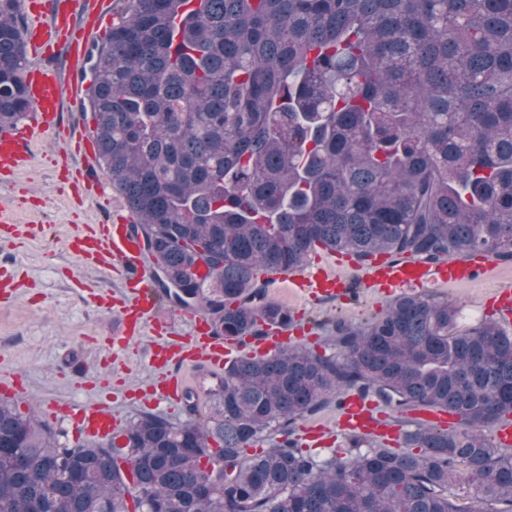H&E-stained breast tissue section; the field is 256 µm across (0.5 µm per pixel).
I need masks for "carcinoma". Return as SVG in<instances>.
<instances>
[{"label": "carcinoma", "mask_w": 512, "mask_h": 512, "mask_svg": "<svg viewBox=\"0 0 512 512\" xmlns=\"http://www.w3.org/2000/svg\"><path fill=\"white\" fill-rule=\"evenodd\" d=\"M197 2L128 0L88 90L162 297L259 337L293 321L262 269L321 246L512 260V0ZM15 4L0 0V130L30 107ZM334 343L233 361L206 418L190 395L188 420L140 415L122 448L62 445L0 399V512H512V447L491 433L512 418V332L406 296ZM347 397L451 426L417 421L400 449L301 448L297 421ZM271 428L278 445L246 454Z\"/></svg>", "instance_id": "1"}]
</instances>
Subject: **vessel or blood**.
I'll return each mask as SVG.
<instances>
[{"label":"vessel or blood","mask_w":512,"mask_h":512,"mask_svg":"<svg viewBox=\"0 0 512 512\" xmlns=\"http://www.w3.org/2000/svg\"><path fill=\"white\" fill-rule=\"evenodd\" d=\"M30 10L36 18L29 30L33 48L47 54L58 46H67L71 70L81 69L89 44L88 29L56 9L53 0H35ZM26 85L35 105L28 124L0 133V170L7 173L29 166L30 142L39 135L63 127L62 99H77L86 89L81 79L64 82L56 73L41 69L27 73ZM77 141L81 146L79 154L83 165L75 170L73 179L82 184L86 193L101 196L102 189L93 175L97 164L93 140L82 133ZM134 222L133 215L121 213L111 224L84 225L70 241V247L80 261L115 273L126 286L123 298L113 305L114 312L121 318L120 330L113 341L122 346L143 332L145 317L156 307L155 282L145 262L142 242L133 232ZM494 270L495 263L486 253L436 264L410 258L389 261L379 254L366 265L354 268L361 284L387 293L427 284L468 283ZM287 279L291 285L307 289L315 298L338 296L346 290L345 282L322 266L293 273ZM180 314L191 324L188 335L172 341L168 338L167 325L159 323L154 328L149 357L157 377L148 391L159 402L181 400L188 388L187 372L196 362L206 363L209 376L215 377L222 375L225 364L235 360L239 353L265 356L287 345L289 340L287 330L276 329L264 340H247L240 344L211 335L203 311L184 308ZM45 413L53 420H69L77 437L86 441L116 436L123 427L122 419L105 403L77 407L50 400L45 404ZM342 424L364 434L374 432L391 436L399 432L397 424L384 423L381 416L373 415L357 402L345 403Z\"/></svg>","instance_id":"vessel-or-blood-1"}]
</instances>
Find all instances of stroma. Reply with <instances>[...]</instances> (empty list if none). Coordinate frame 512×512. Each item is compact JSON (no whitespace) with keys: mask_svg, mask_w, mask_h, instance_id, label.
<instances>
[{"mask_svg":"<svg viewBox=\"0 0 512 512\" xmlns=\"http://www.w3.org/2000/svg\"><path fill=\"white\" fill-rule=\"evenodd\" d=\"M31 149L29 170L0 175V205L12 211L17 224L35 227L30 237L0 233V269L7 270L16 288L12 300L0 301V368L23 377V407L38 414L50 397L76 404L108 398L124 421L150 413L182 423L188 417L183 405L156 406L147 393L153 375L150 333L132 339L126 348L113 347L118 317L96 296L117 293L118 285L104 271L81 263L68 248L76 226L102 224L125 211L123 198L109 188L107 202H79L62 140L47 136ZM497 268L492 279L421 288L417 294L455 302L461 309L460 324L472 326L489 318L487 306L493 298L512 290V261L498 262ZM268 294L293 312L303 345L329 353L334 350L333 320L359 325L397 299L396 294L356 285L342 299L300 298L273 285ZM339 415V408L329 406L300 421L296 435L318 455L349 451L351 436L341 428Z\"/></svg>","mask_w":512,"mask_h":512,"instance_id":"obj_1","label":"stroma"}]
</instances>
